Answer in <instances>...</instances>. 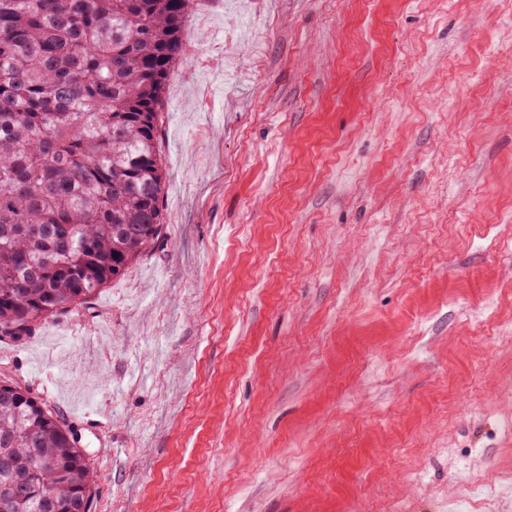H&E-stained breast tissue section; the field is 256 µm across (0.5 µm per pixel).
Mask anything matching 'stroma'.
<instances>
[{"label": "stroma", "mask_w": 512, "mask_h": 512, "mask_svg": "<svg viewBox=\"0 0 512 512\" xmlns=\"http://www.w3.org/2000/svg\"><path fill=\"white\" fill-rule=\"evenodd\" d=\"M165 236L0 341L91 512H451L512 471V0H197Z\"/></svg>", "instance_id": "1"}]
</instances>
